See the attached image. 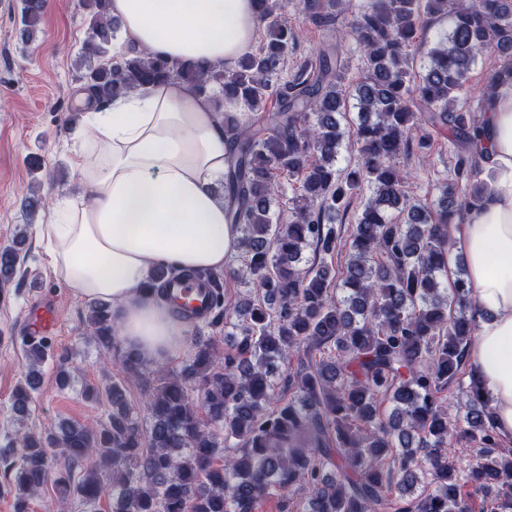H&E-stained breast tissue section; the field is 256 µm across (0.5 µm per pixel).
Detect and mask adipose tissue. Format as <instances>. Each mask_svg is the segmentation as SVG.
Listing matches in <instances>:
<instances>
[{
	"instance_id": "ef3b65f1",
	"label": "adipose tissue",
	"mask_w": 512,
	"mask_h": 512,
	"mask_svg": "<svg viewBox=\"0 0 512 512\" xmlns=\"http://www.w3.org/2000/svg\"><path fill=\"white\" fill-rule=\"evenodd\" d=\"M110 14L130 50L174 65H233L257 26L252 0H111ZM78 105L86 129L70 167L81 192L54 201L38 236L73 297L111 302L123 344L161 366L182 352L188 326L147 292L152 270L220 271L235 250L217 192L228 152L224 117L175 79L106 105L84 92ZM486 122L494 180L462 226L477 304L470 366L499 438L512 442V85L498 86Z\"/></svg>"
}]
</instances>
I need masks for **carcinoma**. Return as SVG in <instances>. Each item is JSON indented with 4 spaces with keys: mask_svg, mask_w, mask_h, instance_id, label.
Masks as SVG:
<instances>
[{
    "mask_svg": "<svg viewBox=\"0 0 512 512\" xmlns=\"http://www.w3.org/2000/svg\"><path fill=\"white\" fill-rule=\"evenodd\" d=\"M109 2L84 0L85 55L95 59L82 73L84 88L109 103L179 79L224 113L236 276L254 294L229 306L219 297L214 322L234 336L223 352L195 336L181 371L151 374L127 353L123 370L147 393L144 415L112 381L84 389L86 399L107 405L97 426L61 421L10 441L14 512H29L46 483L50 448L63 459L54 469L59 498H75L82 512H99L104 498L112 512H256L270 495L288 512L299 491L304 512H473L476 499L480 512H512V449L502 446L469 368L475 301L462 267L443 280L457 225L489 189L478 112L488 111L498 85L512 83V0H367L354 11L349 0H303L315 27H345L303 55L285 19L289 0H254L264 38L230 69L174 67L142 51L112 55L121 26ZM46 5L22 0L21 42L35 39ZM448 14V33L413 76L411 48ZM347 36L362 60L353 94L359 160L340 169ZM485 53L499 64L475 111L459 101ZM271 99L277 109L267 112L262 135L252 120ZM442 133L453 174L432 210L407 195L400 159L427 164ZM281 176L299 179L287 224L274 209ZM362 196L356 223L348 230L335 223ZM22 209L34 218L45 197L30 192ZM25 241L21 231L0 247V287L14 279ZM308 249L313 259L305 263ZM344 252L343 266L328 263ZM87 323L99 346L115 344L110 304L91 303ZM23 346L29 367L11 399L19 418L48 358L44 342L26 336ZM296 352L303 357L294 368ZM462 442L471 445L465 466L452 454Z\"/></svg>",
    "mask_w": 512,
    "mask_h": 512,
    "instance_id": "1",
    "label": "carcinoma"
}]
</instances>
